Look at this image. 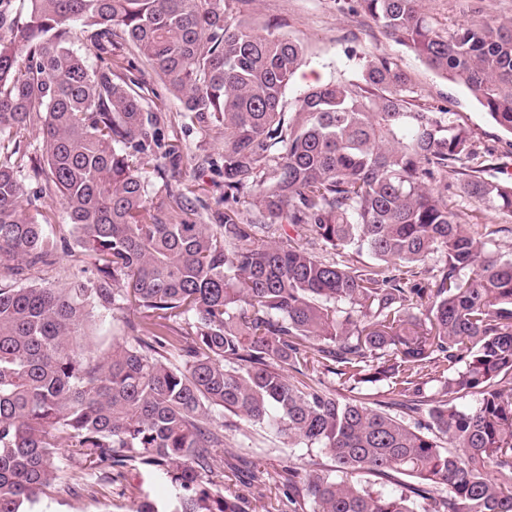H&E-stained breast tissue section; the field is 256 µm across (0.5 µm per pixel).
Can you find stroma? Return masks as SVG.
Segmentation results:
<instances>
[{
    "instance_id": "35a3bbf8",
    "label": "stroma",
    "mask_w": 512,
    "mask_h": 512,
    "mask_svg": "<svg viewBox=\"0 0 512 512\" xmlns=\"http://www.w3.org/2000/svg\"><path fill=\"white\" fill-rule=\"evenodd\" d=\"M424 6L444 30L479 18H512V0H424ZM242 11L244 19L258 31L270 30L301 43L305 63L289 84L286 99H293L317 82L357 79L362 71V55L393 58L408 76L417 101L445 105L456 112L458 121L471 130L478 154L493 152L496 176L512 178V135L501 130L466 89L431 69L364 15L353 12L351 0H246ZM136 72L154 90L147 99L148 109L162 113L170 139L181 147L179 158L165 166L168 179L178 181L197 196L194 222L215 223L218 201L224 195V177L201 165L200 159L220 153V134L188 128L181 102L165 90L154 72L145 67ZM448 203L472 231L491 233V252L512 256V216L485 208L454 190L448 194ZM224 445L233 451L222 467L225 488L262 503L281 496L276 477L288 464L332 465L331 458L319 449L294 445L274 433L247 426L236 417L224 420ZM247 470L263 472L264 482L244 478ZM128 504L113 486L98 493L61 495L46 512H127Z\"/></svg>"
}]
</instances>
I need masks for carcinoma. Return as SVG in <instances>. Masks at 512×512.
<instances>
[{"label": "carcinoma", "instance_id": "carcinoma-1", "mask_svg": "<svg viewBox=\"0 0 512 512\" xmlns=\"http://www.w3.org/2000/svg\"><path fill=\"white\" fill-rule=\"evenodd\" d=\"M240 2L0 0V272L15 281L0 286V512L80 485L125 492L132 462L166 494L129 512H250L215 476L228 415L335 463L288 467L263 512H512V258L445 195L512 215V181L469 164L470 130L414 103L389 57L285 102L303 48L239 20ZM356 3L512 135V19L443 31L422 0ZM78 31L224 134L205 159L224 174L221 223L188 219L194 199L159 164L179 146L138 79L87 65ZM28 178L59 193L93 276L26 283L66 243L27 212ZM319 244L371 261L341 267ZM125 306L132 335L93 354L90 325ZM365 383L386 401L343 395ZM466 395L477 404L458 407ZM363 473L404 480L384 493Z\"/></svg>", "mask_w": 512, "mask_h": 512}]
</instances>
